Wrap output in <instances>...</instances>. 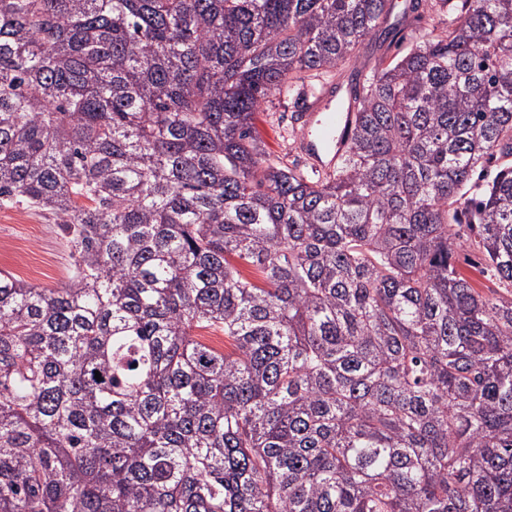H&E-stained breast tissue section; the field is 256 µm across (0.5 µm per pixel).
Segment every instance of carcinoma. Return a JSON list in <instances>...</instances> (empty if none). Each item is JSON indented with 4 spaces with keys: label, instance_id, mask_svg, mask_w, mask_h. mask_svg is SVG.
Instances as JSON below:
<instances>
[{
    "label": "carcinoma",
    "instance_id": "obj_1",
    "mask_svg": "<svg viewBox=\"0 0 512 512\" xmlns=\"http://www.w3.org/2000/svg\"><path fill=\"white\" fill-rule=\"evenodd\" d=\"M393 9L0 0V208L74 260L0 271V512H512V297L455 265L512 287V0L352 74L333 173L252 134ZM71 250L51 216L21 205L0 209V270L58 288L71 276ZM456 265L459 270L469 277L475 288H479L481 291L489 293V289L497 292L495 296L510 297V287H505L499 284L495 277L489 274H481L480 270L484 267L483 256L476 248L465 247L463 249H457L455 253Z\"/></svg>",
    "mask_w": 512,
    "mask_h": 512
}]
</instances>
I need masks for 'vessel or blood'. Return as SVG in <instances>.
<instances>
[{
    "label": "vessel or blood",
    "instance_id": "1",
    "mask_svg": "<svg viewBox=\"0 0 512 512\" xmlns=\"http://www.w3.org/2000/svg\"><path fill=\"white\" fill-rule=\"evenodd\" d=\"M335 99L332 85H324L314 98L305 99L298 116L303 126L299 148L313 169L320 172L333 170L344 154L353 130V112H331L330 106Z\"/></svg>",
    "mask_w": 512,
    "mask_h": 512
}]
</instances>
